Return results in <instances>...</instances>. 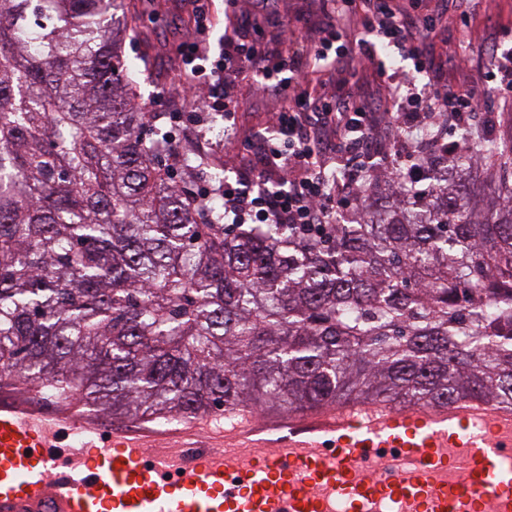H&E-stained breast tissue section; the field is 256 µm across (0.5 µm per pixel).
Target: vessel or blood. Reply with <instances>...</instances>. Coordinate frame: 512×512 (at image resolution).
I'll return each instance as SVG.
<instances>
[{
	"label": "vessel or blood",
	"mask_w": 512,
	"mask_h": 512,
	"mask_svg": "<svg viewBox=\"0 0 512 512\" xmlns=\"http://www.w3.org/2000/svg\"><path fill=\"white\" fill-rule=\"evenodd\" d=\"M396 452L385 473L365 463ZM512 512V407L347 402L108 424L0 376V512Z\"/></svg>",
	"instance_id": "vessel-or-blood-1"
}]
</instances>
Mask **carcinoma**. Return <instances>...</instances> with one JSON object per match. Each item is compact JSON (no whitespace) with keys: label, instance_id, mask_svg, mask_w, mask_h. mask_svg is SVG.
Instances as JSON below:
<instances>
[{"label":"carcinoma","instance_id":"cac0c4a2","mask_svg":"<svg viewBox=\"0 0 512 512\" xmlns=\"http://www.w3.org/2000/svg\"><path fill=\"white\" fill-rule=\"evenodd\" d=\"M126 0H0V374L114 416L349 400L512 406V139L484 203L379 182L320 228L226 224L224 163L143 111ZM213 170V195L188 183ZM182 184L173 181L175 173Z\"/></svg>","mask_w":512,"mask_h":512}]
</instances>
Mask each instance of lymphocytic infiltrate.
Segmentation results:
<instances>
[{
    "mask_svg": "<svg viewBox=\"0 0 512 512\" xmlns=\"http://www.w3.org/2000/svg\"><path fill=\"white\" fill-rule=\"evenodd\" d=\"M185 2L194 36L176 53L186 70L183 89L197 109L234 121L241 102L233 89L245 69L256 91L279 101L275 132L260 145L265 175L253 184H224L228 224L335 223L359 201L366 180L422 175L426 147L444 154L477 149L476 114L486 90L512 96V28L494 34L496 50L485 60L454 47L449 69L474 77L442 91L427 79L437 15L392 0H330L331 19L315 36L292 32L266 51L238 24L212 47V0ZM381 45L396 48L405 67L391 72L378 62ZM374 94L396 110L371 107ZM382 141L392 144L396 165L379 171L371 149Z\"/></svg>",
    "mask_w": 512,
    "mask_h": 512,
    "instance_id": "obj_1",
    "label": "lymphocytic infiltrate"
}]
</instances>
